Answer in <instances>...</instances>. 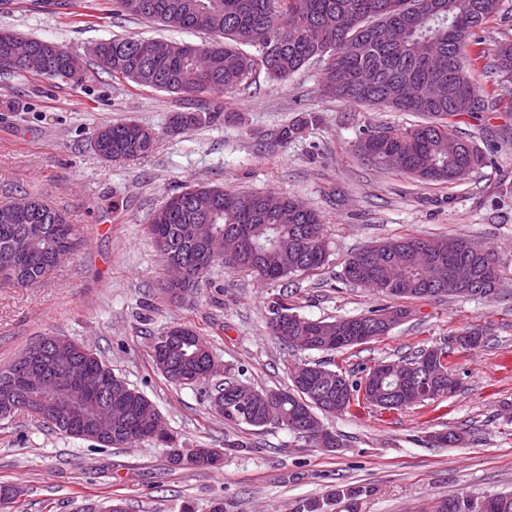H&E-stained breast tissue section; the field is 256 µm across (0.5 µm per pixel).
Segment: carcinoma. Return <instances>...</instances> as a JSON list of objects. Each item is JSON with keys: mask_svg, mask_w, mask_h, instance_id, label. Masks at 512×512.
Masks as SVG:
<instances>
[{"mask_svg": "<svg viewBox=\"0 0 512 512\" xmlns=\"http://www.w3.org/2000/svg\"><path fill=\"white\" fill-rule=\"evenodd\" d=\"M440 13L422 15L417 0H112L118 16L140 17L165 26L204 31L215 39L201 45L172 43L163 57L147 54V39L114 38L98 45L95 57L115 79L139 87L181 95L232 93L256 72L263 71L277 80L285 79L303 67L318 62L321 69L323 95L356 104L380 106V98L402 94L395 106L421 119L404 131L378 127L363 133L360 141L365 149L358 155L376 167L395 170L426 182L453 183L451 171L462 164L479 168L482 151L474 141L464 137L471 151L450 157L444 153L441 139L457 132L456 120L488 106V94L469 76L471 59L467 47L471 37L500 10V0H437ZM389 25L403 31L400 41L379 42L368 39L377 25ZM20 39L10 32H0V73L24 74L28 66L2 64L16 58L15 46ZM254 52L246 51V48ZM69 54L61 48L50 63L37 71L49 78H60L75 84L82 75L67 69ZM491 76L507 91H512V41L497 45ZM442 81L448 85V97L434 100L425 93L427 84ZM229 119L232 113L220 111L175 112L170 115L166 133L181 134L205 121ZM313 116L300 113L279 131V140L287 142L303 134ZM100 156L106 160H133L152 151L156 133L135 122H114L99 127ZM219 197L222 209L213 223L223 227L224 234H243L245 246L235 262L226 268L248 272L266 281L285 282L300 273L323 267L328 260L326 225L313 209L299 210L295 200L283 198L282 209L268 213L263 209V194L224 190L210 186L195 187L165 198L153 212L149 232L165 259L168 279L166 287L187 291L204 280L213 262L203 255L202 244L192 240L190 229L203 223L204 211L211 199ZM29 214L20 217L11 205H0V286L14 282L28 283L41 279L50 269L45 256L61 240L78 239L79 231L68 224L61 213L37 197H27ZM39 224L42 233L28 240L27 225ZM456 261L460 273L476 276L487 295L499 288L496 259L481 246L464 238H456ZM433 252L438 262V281L432 288L423 282L416 263L417 250ZM400 264L399 278L390 283H370L368 287L391 299H426L456 293L448 285V239L408 235L388 240L354 253L344 267L345 280L360 284L357 266L367 264L378 276L393 264ZM268 325L284 345L291 336L312 337L309 349L335 352L350 347L336 344L339 328L349 324L352 335L380 337L390 333L398 321L387 320L393 314L405 318L407 311L392 306L354 317L333 320L309 319L290 312L288 296L281 295L269 306ZM206 342L191 327L173 349L175 372L186 373L198 365L200 346ZM423 353L396 362L400 371L382 374L375 365L365 378L352 381L343 374L317 362L305 364L309 378L305 385L291 384L280 391V421L300 424L329 413L326 397L340 395L339 411L349 409L361 398L364 403L383 410H396L402 399L405 407L422 405L448 396L445 390H431L428 397L420 393L426 384L421 371ZM112 382L121 390V401L131 416L123 426L121 437L102 443L104 447H125L143 434L148 426L140 409L151 401L139 390L114 376ZM224 392L221 417L229 426H245L261 431L269 425L268 404L264 391L247 389L237 379H227L215 387ZM18 411L36 410L43 421L59 432L65 429L52 413V408L33 400H21ZM467 431L448 429L429 439L437 447L452 446L466 440ZM365 490L359 487L333 489L324 501L310 500L300 512H326L332 502H345L347 512H357L356 505ZM446 512H483L481 499L450 492L437 502Z\"/></svg>", "mask_w": 512, "mask_h": 512, "instance_id": "1", "label": "carcinoma"}]
</instances>
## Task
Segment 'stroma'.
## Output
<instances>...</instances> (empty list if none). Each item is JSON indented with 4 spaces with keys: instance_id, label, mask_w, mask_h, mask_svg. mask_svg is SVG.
<instances>
[{
    "instance_id": "stroma-1",
    "label": "stroma",
    "mask_w": 512,
    "mask_h": 512,
    "mask_svg": "<svg viewBox=\"0 0 512 512\" xmlns=\"http://www.w3.org/2000/svg\"><path fill=\"white\" fill-rule=\"evenodd\" d=\"M0 31L43 39L78 57L81 84L33 74L0 75V204L30 193L65 214L79 230L72 254L36 286L0 288V365L42 336H66L90 347L130 387L151 400L177 446L218 448L219 466L170 467L166 446L149 439L128 448H99L61 434L32 413L0 419V483L19 487V512H84L106 496L131 512H296L337 487L363 491L359 512H432L438 497L512 491V94L497 87L487 65L498 41L512 39V0L480 33L485 56L472 75L489 107L460 129L486 161L464 182H424L367 164L355 144L368 129L410 127L414 119L383 107L325 98L320 67L310 64L279 81L253 74L224 95H176L112 78L94 46L136 35L201 44L209 36L60 0H0ZM221 107L233 120L179 135L164 127L171 113ZM317 120L282 143L278 129L297 113ZM133 121L159 131L147 157L110 162L91 147L106 123ZM294 197L327 226L328 263L316 272L270 283L215 264L182 303L161 288L166 267L149 234L166 196L199 185ZM463 237L498 262L501 286L491 298L452 295L405 299L407 317L391 333L333 354L282 345L268 329L269 302L287 294L296 314L331 320L387 304L384 295L343 277L347 258L405 235ZM184 324L199 331L223 375L258 390L290 383L294 366L323 362L358 379L366 368L431 347L448 350L461 386L438 401L397 410L360 403L324 416L343 446H310L277 425L242 432L209 408L213 381L178 386L152 359L155 336ZM468 328L480 347L454 342ZM470 430L466 444L438 448L430 434ZM249 447H232L238 435Z\"/></svg>"
}]
</instances>
